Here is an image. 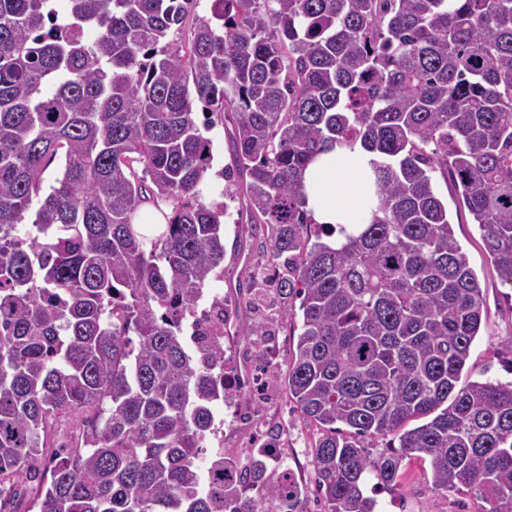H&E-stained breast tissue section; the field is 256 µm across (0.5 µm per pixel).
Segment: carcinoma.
I'll return each instance as SVG.
<instances>
[{
    "label": "carcinoma",
    "mask_w": 512,
    "mask_h": 512,
    "mask_svg": "<svg viewBox=\"0 0 512 512\" xmlns=\"http://www.w3.org/2000/svg\"><path fill=\"white\" fill-rule=\"evenodd\" d=\"M194 2L67 0L47 29L53 0H0V512L28 490L25 512L300 501L295 479L266 483L264 455L201 475L226 359L190 352L182 319L224 271L228 206L201 201L199 106L231 125V198L266 229L285 308L300 299L288 395L323 430L327 512H375L371 479L412 459L512 512V381L460 383L485 300L433 186L449 177L512 284V0H212L192 20ZM354 142L382 158L378 204L332 246L302 175ZM163 204L165 223H135ZM53 424L79 437L43 468ZM387 434L398 446L373 451Z\"/></svg>",
    "instance_id": "carcinoma-1"
}]
</instances>
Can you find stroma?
Instances as JSON below:
<instances>
[{"label": "stroma", "mask_w": 512, "mask_h": 512, "mask_svg": "<svg viewBox=\"0 0 512 512\" xmlns=\"http://www.w3.org/2000/svg\"><path fill=\"white\" fill-rule=\"evenodd\" d=\"M435 189L448 205V215L455 237L468 258L485 295L486 320L475 339L463 371V380L512 381V285L504 283L483 249L482 232L474 224L466 208L459 204L453 185L444 176H437ZM229 214L224 220V243L233 246L246 240L253 270L274 278L262 247L263 235L250 225L239 222L236 202H229ZM242 265L233 257L224 259L223 277L213 279L209 291L224 295L225 318L237 336L224 347L226 371L257 374L260 380L259 397L245 400L231 397L234 414L224 406L216 413L223 417L224 449L268 448L285 449L284 459L270 464L269 475L287 468L303 486L305 495L300 512H325V504L317 491V479L312 466V448L320 437L316 426L300 416L295 401L286 386L288 355L296 338L293 322L287 319L275 292H268L263 305H254L243 283ZM257 326L264 333L261 343L246 336L245 328ZM377 512H482L480 499L473 494L444 492L433 488L430 469L424 462L408 463L394 486L378 487L375 492Z\"/></svg>", "instance_id": "stroma-1"}]
</instances>
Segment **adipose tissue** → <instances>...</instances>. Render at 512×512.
I'll return each instance as SVG.
<instances>
[{"label":"adipose tissue","mask_w":512,"mask_h":512,"mask_svg":"<svg viewBox=\"0 0 512 512\" xmlns=\"http://www.w3.org/2000/svg\"><path fill=\"white\" fill-rule=\"evenodd\" d=\"M374 154L345 144L318 156L303 174L305 208L313 223L333 229L365 223L376 202Z\"/></svg>","instance_id":"1"}]
</instances>
